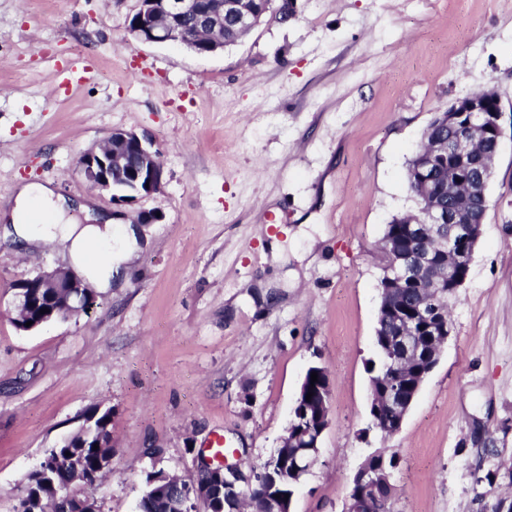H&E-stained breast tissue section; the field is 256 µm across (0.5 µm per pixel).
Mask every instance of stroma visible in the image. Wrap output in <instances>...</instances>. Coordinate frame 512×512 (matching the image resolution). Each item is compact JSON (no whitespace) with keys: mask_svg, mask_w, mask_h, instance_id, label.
Wrapping results in <instances>:
<instances>
[{"mask_svg":"<svg viewBox=\"0 0 512 512\" xmlns=\"http://www.w3.org/2000/svg\"><path fill=\"white\" fill-rule=\"evenodd\" d=\"M139 0H0V225L20 186L114 210L76 172L112 130L146 137L159 192L132 273L94 308L18 330L11 285L67 267L0 245V512L96 408L112 411L100 512H138L150 473L197 474L213 434L247 472L280 444L308 367L330 424L292 512H344L352 478L396 454L395 512H492L512 497V0H296L237 45L136 43ZM93 58L55 90L52 62ZM504 108L489 207L452 336L400 431L369 412L384 229L417 209L405 172L434 112L483 86Z\"/></svg>","mask_w":512,"mask_h":512,"instance_id":"stroma-1","label":"stroma"}]
</instances>
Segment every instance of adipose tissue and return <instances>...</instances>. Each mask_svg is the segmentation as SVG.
Returning <instances> with one entry per match:
<instances>
[{
  "label": "adipose tissue",
  "mask_w": 512,
  "mask_h": 512,
  "mask_svg": "<svg viewBox=\"0 0 512 512\" xmlns=\"http://www.w3.org/2000/svg\"><path fill=\"white\" fill-rule=\"evenodd\" d=\"M115 226L109 215L95 224L67 223L50 187L25 184L17 194L14 222L0 231V240L20 249L34 243L56 246L89 287L106 291L115 276L125 272L142 244L134 231L115 238Z\"/></svg>",
  "instance_id": "adipose-tissue-1"
}]
</instances>
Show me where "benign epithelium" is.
<instances>
[{
	"label": "benign epithelium",
	"mask_w": 512,
	"mask_h": 512,
	"mask_svg": "<svg viewBox=\"0 0 512 512\" xmlns=\"http://www.w3.org/2000/svg\"><path fill=\"white\" fill-rule=\"evenodd\" d=\"M251 0H140L138 11L129 19L127 32L132 39L143 43L162 44L179 42L190 46L197 54H213L224 50V28L234 27L243 33L251 32L258 24ZM503 109L498 93L486 87L466 97L457 99L445 112L434 116L444 121L451 130L447 138H423L418 151L419 163L416 179L426 187L440 166L448 164V177L466 188L465 198L448 197V206L425 197L414 222L420 224L421 246L415 251L394 260L391 280L399 287L406 281L429 275L432 267L430 256L436 249L453 255H465L478 231L475 225L483 218L467 220L466 206L481 202L488 209L487 187L493 174L494 161L477 152L473 133L479 130L488 143L499 145ZM77 171L91 188L110 193L115 205H130L149 197L161 188L163 170L151 145L138 134L114 130L97 146L83 152ZM460 279V270L453 264L445 267L440 280L432 281L427 293L413 295L411 304L394 313L395 341L389 346L392 352L386 369H400L399 360L411 354H423L427 367L425 377L435 367L442 347L452 334L451 322L441 314L438 305L428 294L448 287V281ZM84 288L86 284L73 271H42L23 279L15 285V307L25 305L27 288ZM427 320V335L419 336L418 319ZM419 388L411 393L396 384H388L382 400H371L372 424L382 428V434L397 433ZM326 427L309 424L300 429L289 424L281 447L302 445L317 449ZM198 471L206 476L217 475L224 479V499L234 501L253 488L251 477L237 468L210 463L199 464ZM392 473L381 467L360 468L356 479L357 492L350 493L345 512H382L384 490L392 491Z\"/></svg>",
	"instance_id": "obj_1"
}]
</instances>
